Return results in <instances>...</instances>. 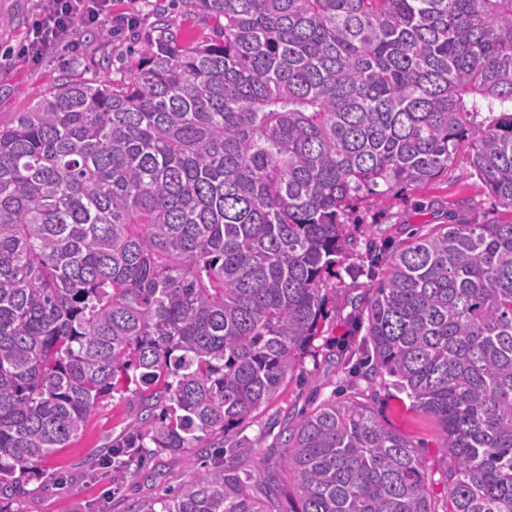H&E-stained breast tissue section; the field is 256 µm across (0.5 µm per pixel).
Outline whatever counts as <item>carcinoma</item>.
<instances>
[{"mask_svg":"<svg viewBox=\"0 0 512 512\" xmlns=\"http://www.w3.org/2000/svg\"><path fill=\"white\" fill-rule=\"evenodd\" d=\"M116 80L62 75L0 129V494L125 379V469L229 436L313 350L343 217L463 143L512 213V0H195ZM374 369L444 433L445 512H512V220L366 244ZM273 468L220 465L146 512H433L417 450L328 400ZM266 487L265 498L254 486Z\"/></svg>","mask_w":512,"mask_h":512,"instance_id":"carcinoma-1","label":"carcinoma"}]
</instances>
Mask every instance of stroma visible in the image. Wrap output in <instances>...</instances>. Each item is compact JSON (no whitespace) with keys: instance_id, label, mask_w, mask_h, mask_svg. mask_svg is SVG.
<instances>
[{"instance_id":"35a3bbf8","label":"stroma","mask_w":512,"mask_h":512,"mask_svg":"<svg viewBox=\"0 0 512 512\" xmlns=\"http://www.w3.org/2000/svg\"><path fill=\"white\" fill-rule=\"evenodd\" d=\"M41 0H0V126L25 111L40 90L66 72L85 79H117L138 58L137 51L165 20L182 39L203 41L214 25L189 0H111L115 14L134 16L133 27L99 38V25H82L61 41L55 52L34 58L29 51L40 17ZM512 214L491 196L472 165L467 146H459L448 169L436 179L411 186L383 199L357 200L348 215L358 239L355 250L336 268L328 287L336 291L315 353L299 364L277 399L230 437L214 434L184 453L158 452L141 466L130 467L120 484L110 480V447L124 437L139 413L134 392L115 394L89 417L82 433L43 465L41 478L29 481L19 494L0 501V512H146L163 489L190 480L189 459L199 465L220 462L223 446L236 448L242 469L273 466L283 443L301 418L329 399H352L374 408L379 421L416 446L429 475L434 512H445L447 488L442 474L450 465L437 422L416 408L387 374L372 370L365 330L352 317L360 297L376 275L365 272V247L375 236L399 244L443 224L506 221Z\"/></svg>"}]
</instances>
